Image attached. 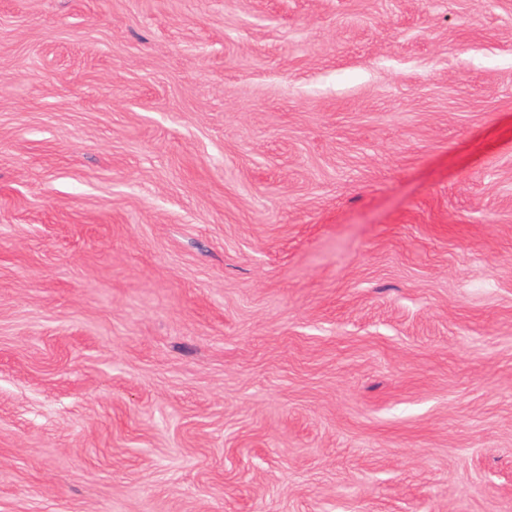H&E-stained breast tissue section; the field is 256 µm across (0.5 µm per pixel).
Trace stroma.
Masks as SVG:
<instances>
[{
    "label": "stroma",
    "instance_id": "stroma-1",
    "mask_svg": "<svg viewBox=\"0 0 512 512\" xmlns=\"http://www.w3.org/2000/svg\"><path fill=\"white\" fill-rule=\"evenodd\" d=\"M0 512H512V0H0Z\"/></svg>",
    "mask_w": 512,
    "mask_h": 512
}]
</instances>
